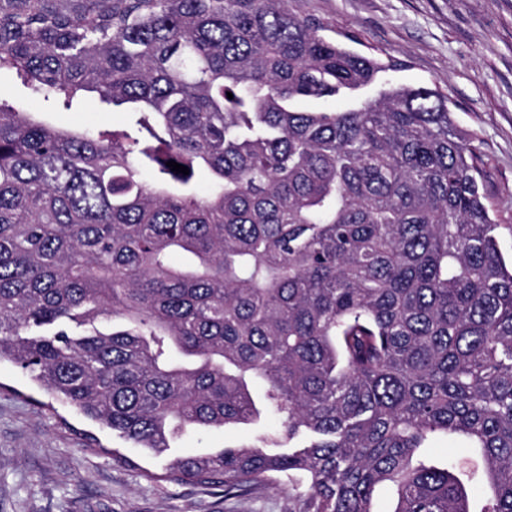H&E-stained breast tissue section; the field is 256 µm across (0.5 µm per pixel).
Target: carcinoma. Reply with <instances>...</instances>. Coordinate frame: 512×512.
<instances>
[{"instance_id":"cac0c4a2","label":"carcinoma","mask_w":512,"mask_h":512,"mask_svg":"<svg viewBox=\"0 0 512 512\" xmlns=\"http://www.w3.org/2000/svg\"><path fill=\"white\" fill-rule=\"evenodd\" d=\"M290 2L0 0V69L134 114L0 103V361L138 448L279 420L151 481L512 512V265L473 138ZM438 435L481 459L419 461ZM0 99L16 105H28L35 118L73 132L110 128L129 123L131 116L123 109H114L99 101L96 93H88L80 102L65 109L54 99L34 97L31 91L11 72H0Z\"/></svg>"}]
</instances>
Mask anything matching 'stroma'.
Segmentation results:
<instances>
[{"label":"stroma","mask_w":512,"mask_h":512,"mask_svg":"<svg viewBox=\"0 0 512 512\" xmlns=\"http://www.w3.org/2000/svg\"><path fill=\"white\" fill-rule=\"evenodd\" d=\"M331 37L353 31L365 54L405 62L396 81L438 85L457 124L475 137L486 189L502 226L499 241L512 259V0H292ZM0 99L28 106L35 118L73 132L122 126L129 114L90 93L71 108L33 96L11 72H0ZM10 362L0 363V512H295L287 491L269 488L227 499L192 485L152 482L167 457L134 447L63 406ZM274 416L257 427L271 429ZM254 427V428H257ZM254 428L189 433L179 455L208 453L245 441ZM105 450H84L82 432ZM119 451L127 466L111 457Z\"/></svg>","instance_id":"1"}]
</instances>
